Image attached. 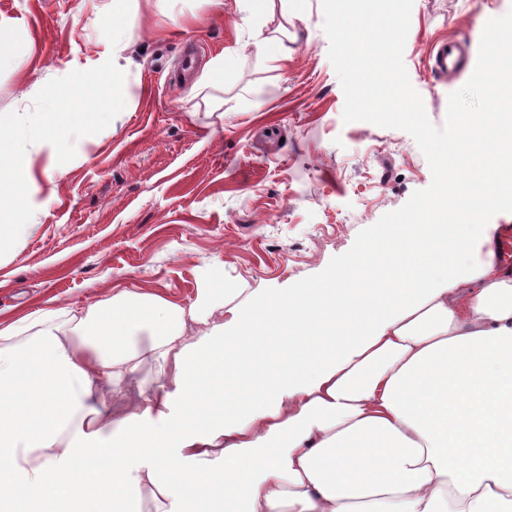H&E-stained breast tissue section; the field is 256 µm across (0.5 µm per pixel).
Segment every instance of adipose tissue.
I'll use <instances>...</instances> for the list:
<instances>
[{"label":"adipose tissue","mask_w":512,"mask_h":512,"mask_svg":"<svg viewBox=\"0 0 512 512\" xmlns=\"http://www.w3.org/2000/svg\"><path fill=\"white\" fill-rule=\"evenodd\" d=\"M239 2L287 58L275 0ZM460 125L458 182L315 282L231 307L216 272L188 307L0 329V512H512V278L482 220L512 212V113Z\"/></svg>","instance_id":"1"}]
</instances>
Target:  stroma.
Returning <instances> with one entry per match:
<instances>
[{"label": "stroma", "mask_w": 512, "mask_h": 512, "mask_svg": "<svg viewBox=\"0 0 512 512\" xmlns=\"http://www.w3.org/2000/svg\"><path fill=\"white\" fill-rule=\"evenodd\" d=\"M107 0H0L30 48L0 68V115L28 112L40 84L112 54L100 28ZM512 0H414L404 63L435 126L468 80L438 83L437 39L478 45ZM288 49L268 63L249 47L237 0H133L128 107L114 124L29 161L30 234L0 257V328L41 309L86 310L123 291L187 306L212 269L238 287L231 304L318 278L358 232L431 182L405 131L344 123L328 58L322 0L300 17L274 13ZM226 53L220 89H198Z\"/></svg>", "instance_id": "1"}]
</instances>
